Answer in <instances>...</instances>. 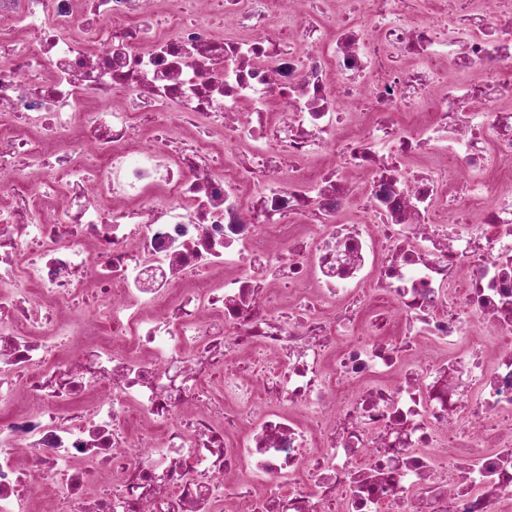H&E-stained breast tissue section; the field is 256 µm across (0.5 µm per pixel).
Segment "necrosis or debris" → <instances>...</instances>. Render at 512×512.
Here are the masks:
<instances>
[{
    "instance_id": "obj_1",
    "label": "necrosis or debris",
    "mask_w": 512,
    "mask_h": 512,
    "mask_svg": "<svg viewBox=\"0 0 512 512\" xmlns=\"http://www.w3.org/2000/svg\"><path fill=\"white\" fill-rule=\"evenodd\" d=\"M0 512H512V0H0Z\"/></svg>"
}]
</instances>
